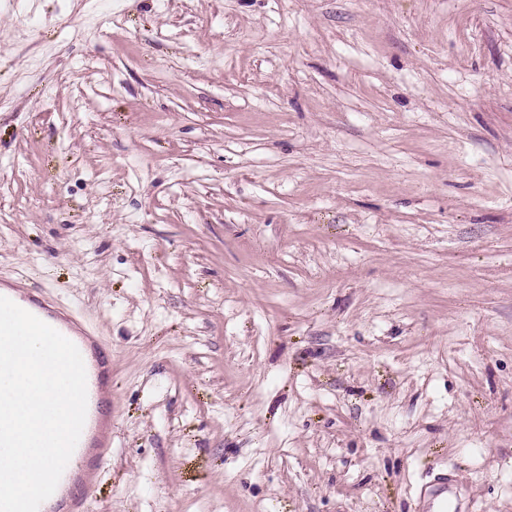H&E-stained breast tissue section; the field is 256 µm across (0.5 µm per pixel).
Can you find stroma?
<instances>
[{
	"label": "stroma",
	"mask_w": 512,
	"mask_h": 512,
	"mask_svg": "<svg viewBox=\"0 0 512 512\" xmlns=\"http://www.w3.org/2000/svg\"><path fill=\"white\" fill-rule=\"evenodd\" d=\"M112 354L88 512H512V0H0V281ZM453 495L447 481H442L437 487L424 492V498L427 497L426 512H447L448 502L452 501Z\"/></svg>",
	"instance_id": "1"
}]
</instances>
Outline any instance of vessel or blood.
<instances>
[{"label":"vessel or blood","instance_id":"obj_1","mask_svg":"<svg viewBox=\"0 0 512 512\" xmlns=\"http://www.w3.org/2000/svg\"><path fill=\"white\" fill-rule=\"evenodd\" d=\"M8 299L19 307L30 312L49 326L53 327L64 337L75 344L78 350L87 354L85 363L87 377V412L84 423L85 432L73 451V454L60 478L53 494L54 499L64 504L65 512H85L88 500L89 485L78 477L79 471L92 467L93 461L86 456L88 444H96L97 448L104 449L112 444V434L100 431L97 439H90L89 429L95 426L102 418V405L112 395L109 385L103 381L105 373L111 368V356L103 343L96 337L89 335L86 330L77 328L71 319L62 317L41 301L38 290L26 292L13 289L7 294ZM427 512H448V504L453 498V492L447 482L439 485L426 494Z\"/></svg>","mask_w":512,"mask_h":512}]
</instances>
